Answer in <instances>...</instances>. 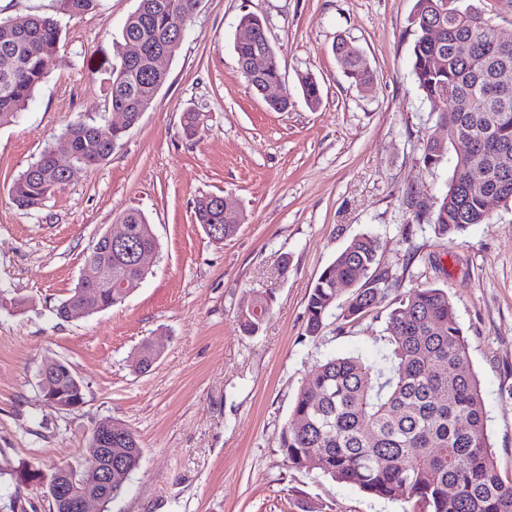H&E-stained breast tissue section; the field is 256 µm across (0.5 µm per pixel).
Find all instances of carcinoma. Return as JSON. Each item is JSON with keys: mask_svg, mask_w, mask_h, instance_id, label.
I'll return each instance as SVG.
<instances>
[{"mask_svg": "<svg viewBox=\"0 0 512 512\" xmlns=\"http://www.w3.org/2000/svg\"><path fill=\"white\" fill-rule=\"evenodd\" d=\"M193 0H139L122 30L124 42L135 41L143 55L124 62L117 53L108 78L109 112L100 120L79 118L64 131L74 146V161L84 170L107 160L125 137L127 126L138 113L152 105L160 80L152 62L158 54L172 56L181 42L179 29L192 17ZM99 0H57L56 12L31 15L24 31L17 32L8 19L0 18V56L13 66L0 69V127L15 122L38 87L50 74L62 35V18L95 10ZM414 43L411 73L436 127L423 140L422 161L429 168L455 152L452 175L444 191L428 208L409 202L416 220L431 224L448 246L469 226L488 224L495 210L512 204V90L497 88L498 73L512 69V52L505 55L486 28L483 16L457 0H416L412 19ZM239 27L234 50L248 84L256 91L283 82L280 60L270 44L262 21L249 14ZM438 28L441 38H430ZM468 42V54L457 45ZM267 55L265 67L255 73L246 69L250 59ZM347 77L357 87L373 81L359 51L347 64ZM305 101L314 106L321 92L316 80L300 79ZM121 111L127 123L117 125L112 116ZM484 171L482 187H470L467 172ZM69 181L56 166L50 148L13 182L14 204L36 210L52 192ZM199 224H221V239L233 236L237 221L232 213L203 195L194 203ZM133 241L158 248L153 225L139 210L121 215ZM378 240L360 234L324 269L308 297L306 335L321 334L324 319L335 305L336 281L351 288L343 320L353 322L384 297L396 284L379 267ZM84 266L106 270L109 277L93 286L77 285L54 308L55 316L70 320L69 309L105 310L126 300L122 283L143 279L126 256L104 243H94L84 256ZM271 298H260L242 309L237 321L241 332L256 334ZM387 349L384 366L376 368L360 356L334 357L322 362L306 379L295 398L291 419L284 427L279 451L289 466L316 470L377 498H402L410 512H512V482L501 478L491 450L480 382L472 367L468 344L448 292L430 284L420 285L397 301L387 315ZM158 357L148 341L134 352L133 363L147 371ZM49 394L77 406L84 399L83 386L65 373L58 374ZM103 426L92 432L86 460L101 454ZM139 440L130 429L112 424V459L124 465V477L140 465Z\"/></svg>", "mask_w": 512, "mask_h": 512, "instance_id": "obj_1", "label": "carcinoma"}]
</instances>
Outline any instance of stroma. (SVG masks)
Listing matches in <instances>:
<instances>
[{"label":"stroma","mask_w":512,"mask_h":512,"mask_svg":"<svg viewBox=\"0 0 512 512\" xmlns=\"http://www.w3.org/2000/svg\"><path fill=\"white\" fill-rule=\"evenodd\" d=\"M138 4L100 0L63 18L53 71L18 122L0 127V512H50L52 474L81 463L106 420L137 435L142 459L125 492L91 512H406V502L288 467L278 448L303 379L331 356L381 362L395 299L428 281L453 302L494 458L512 481V208L449 248L406 204L434 203L452 171L422 162L435 119L410 72L416 0H200L153 107L112 155L40 209L14 205V180L60 146L66 125L106 112L116 45ZM249 13L280 59L289 111H272L241 72L234 39ZM341 38L365 58L369 88L348 81L333 50ZM304 75L322 89L317 106L302 96ZM186 112L200 115L190 137ZM204 194L234 199L233 238L215 242L197 224ZM131 208L159 243L148 277L120 305L57 319L84 253ZM367 232L395 289L349 324L342 289L320 336H306L314 282ZM261 296L270 313L246 335L237 315ZM145 341L158 358L142 373L132 355ZM52 359L81 380L80 406L44 402L38 373ZM26 469L40 480L17 483Z\"/></svg>","instance_id":"obj_1"}]
</instances>
